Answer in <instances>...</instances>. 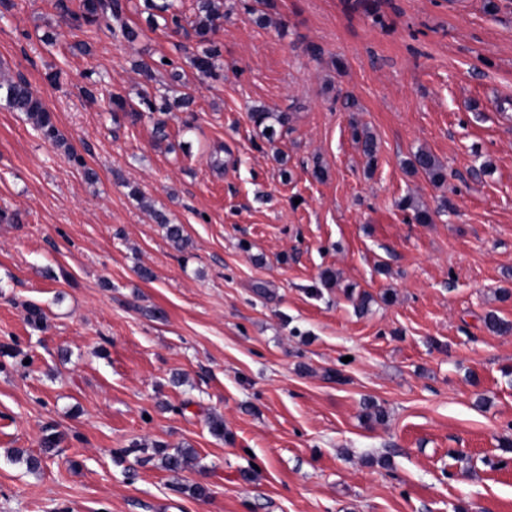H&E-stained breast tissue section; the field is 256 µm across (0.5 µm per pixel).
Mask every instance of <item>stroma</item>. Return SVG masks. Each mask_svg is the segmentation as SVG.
I'll return each mask as SVG.
<instances>
[{
	"instance_id": "35a3bbf8",
	"label": "stroma",
	"mask_w": 512,
	"mask_h": 512,
	"mask_svg": "<svg viewBox=\"0 0 512 512\" xmlns=\"http://www.w3.org/2000/svg\"><path fill=\"white\" fill-rule=\"evenodd\" d=\"M57 3L0 0V73L69 142L0 102V512H512V333L483 322H512V0H274L265 26L224 0L211 77L196 0L177 27L128 0L133 42ZM421 147L443 184L407 172ZM2 97L12 111L23 113L45 140L65 145V139L51 113L23 75L0 81V99ZM251 119L256 126H264V131L271 129V133L275 132V126L281 129L288 128L290 117L287 112H269L264 107H254L250 111ZM154 449L161 456L163 467L173 472L184 470L193 454V449L190 448H177L174 453L168 452L163 445H156Z\"/></svg>"
}]
</instances>
